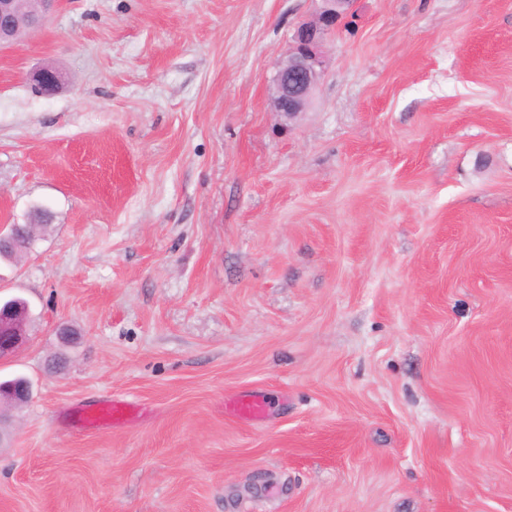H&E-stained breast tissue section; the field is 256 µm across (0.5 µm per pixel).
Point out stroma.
Masks as SVG:
<instances>
[{
  "instance_id": "1",
  "label": "stroma",
  "mask_w": 512,
  "mask_h": 512,
  "mask_svg": "<svg viewBox=\"0 0 512 512\" xmlns=\"http://www.w3.org/2000/svg\"><path fill=\"white\" fill-rule=\"evenodd\" d=\"M319 8L59 0L0 49V225L52 215L0 262V512H512V0H355L288 120ZM315 17L299 25L289 42L286 63L272 80L274 112L291 119L304 112L326 69L323 45L350 13L353 0H319ZM26 341V328L16 314L0 309V359L14 353ZM226 413L245 420H262L268 414V404L261 396L237 397L225 404Z\"/></svg>"
}]
</instances>
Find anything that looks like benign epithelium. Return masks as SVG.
<instances>
[{"instance_id": "7a95c632", "label": "benign epithelium", "mask_w": 512, "mask_h": 512, "mask_svg": "<svg viewBox=\"0 0 512 512\" xmlns=\"http://www.w3.org/2000/svg\"><path fill=\"white\" fill-rule=\"evenodd\" d=\"M58 0H37L38 8L21 17L16 0H0V47L10 46L22 36L44 24ZM321 8L315 17L299 25L289 42L286 63L272 80L271 105L273 111L292 118L307 109L311 94L321 81L326 69L323 45L336 27L350 13L353 0H320ZM29 80L46 95L61 84L62 76L51 70H36ZM27 341L26 328L16 314L0 309V359H3Z\"/></svg>"}]
</instances>
